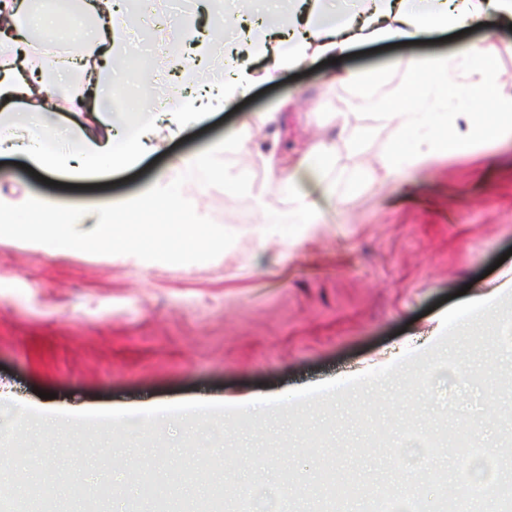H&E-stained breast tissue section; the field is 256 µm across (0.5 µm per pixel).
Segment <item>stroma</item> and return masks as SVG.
Here are the masks:
<instances>
[{"mask_svg":"<svg viewBox=\"0 0 512 512\" xmlns=\"http://www.w3.org/2000/svg\"><path fill=\"white\" fill-rule=\"evenodd\" d=\"M231 7L230 0H142L139 25L151 28L182 9L204 33L205 69L217 76L224 45L238 32L214 35L211 20ZM474 48L495 63L500 95L512 96V26L486 18L451 39L432 32L282 71L128 168L75 181L60 174L48 185L7 157L0 191L72 206L118 201L143 193L178 159L244 130L254 141L250 154L226 159L259 190L268 181L261 153L296 152L309 135L332 132L339 112L371 129L364 143L371 160L392 128L330 76L387 72L390 83L377 89L387 101L406 63ZM283 103L279 128H257L259 114ZM326 179L334 196L319 197L315 236L300 224L272 233L251 197L216 187L201 193L188 182L183 192L200 215L236 235L208 262L63 254L0 237V400L55 411L136 409L146 401L278 395L360 374L422 347L438 316L462 307L460 289L484 287L497 259L512 268V141L388 183L342 150ZM246 213L251 223H241Z\"/></svg>","mask_w":512,"mask_h":512,"instance_id":"35a3bbf8","label":"stroma"}]
</instances>
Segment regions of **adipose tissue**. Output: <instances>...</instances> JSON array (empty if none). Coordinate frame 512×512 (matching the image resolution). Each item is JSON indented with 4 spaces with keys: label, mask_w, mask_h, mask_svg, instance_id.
Masks as SVG:
<instances>
[{
    "label": "adipose tissue",
    "mask_w": 512,
    "mask_h": 512,
    "mask_svg": "<svg viewBox=\"0 0 512 512\" xmlns=\"http://www.w3.org/2000/svg\"><path fill=\"white\" fill-rule=\"evenodd\" d=\"M341 16L319 17L318 0H292L286 23H276L271 0H239L236 11L225 14L227 27L244 32L226 53L224 74L186 90L164 108L127 112L125 98L136 79L116 75L112 63L128 59L137 47L124 34L123 11L112 0H99L102 16L89 30L87 49H75L67 67H51L22 49L18 39L0 31V154L24 152L49 173L88 178L104 168L131 166L141 155L158 149L188 125L201 122L211 108L250 92L283 69L301 68L326 57L340 58L360 43H403L429 29L454 30L493 13L512 21V0H356ZM267 62L263 71L251 69L252 60ZM499 72L492 61L475 63L467 52L409 64L408 79L392 96L382 118L393 136L375 163L386 176L418 169L435 161L463 156L475 144H491L512 135V99L496 96ZM466 96L480 104L479 111L448 112L439 128L405 149L407 131L421 125L438 99ZM79 110L91 107V127H77L74 137L60 140L50 130L61 104ZM363 134L355 132L348 113L336 115L334 134L311 142L296 157L282 161L276 152L265 156L268 183L253 193L255 207L270 214L272 199H288L282 224H312L316 207L301 189L302 178L322 179L336 162L337 144H345L355 158H363ZM512 297V278L475 293L465 310L453 317L451 335L480 339L499 346L497 335L478 336V320L495 323L501 303Z\"/></svg>",
    "instance_id": "1"
}]
</instances>
